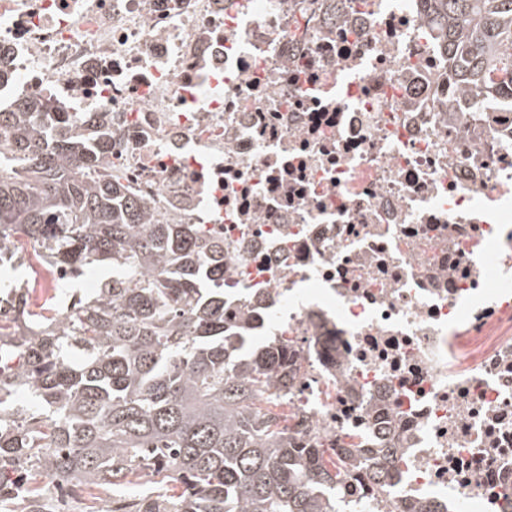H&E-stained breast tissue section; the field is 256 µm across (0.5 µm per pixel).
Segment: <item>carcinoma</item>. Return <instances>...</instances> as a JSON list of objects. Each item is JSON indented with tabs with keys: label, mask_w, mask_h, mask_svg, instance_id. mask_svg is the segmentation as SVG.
<instances>
[{
	"label": "carcinoma",
	"mask_w": 512,
	"mask_h": 512,
	"mask_svg": "<svg viewBox=\"0 0 512 512\" xmlns=\"http://www.w3.org/2000/svg\"><path fill=\"white\" fill-rule=\"evenodd\" d=\"M424 18L458 95L512 105V0H425ZM81 126L49 99L0 111V251L25 237L73 278L112 265L70 309L46 300L0 326V505L63 512L58 491L152 476L180 491L115 512H336L328 449L294 447L268 407L290 346L251 349L247 316L224 327V245L196 224L157 223L100 171ZM18 389L36 408L5 407ZM389 452L346 456L368 466Z\"/></svg>",
	"instance_id": "1"
}]
</instances>
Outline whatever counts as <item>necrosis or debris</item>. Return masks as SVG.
<instances>
[{
    "label": "necrosis or debris",
    "mask_w": 512,
    "mask_h": 512,
    "mask_svg": "<svg viewBox=\"0 0 512 512\" xmlns=\"http://www.w3.org/2000/svg\"><path fill=\"white\" fill-rule=\"evenodd\" d=\"M0 66V108L106 113L105 173L223 242L338 512H512V109L449 107L420 0H0Z\"/></svg>",
    "instance_id": "obj_1"
}]
</instances>
